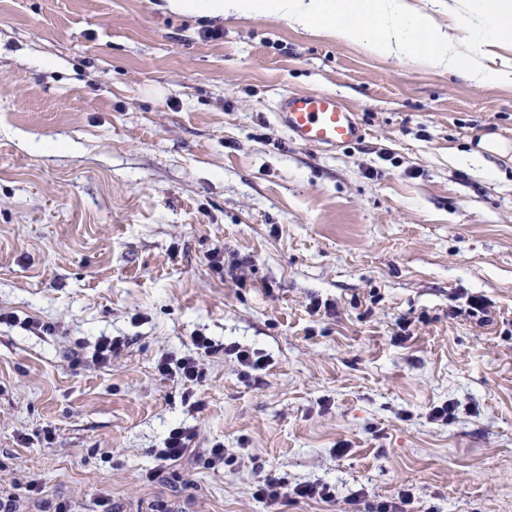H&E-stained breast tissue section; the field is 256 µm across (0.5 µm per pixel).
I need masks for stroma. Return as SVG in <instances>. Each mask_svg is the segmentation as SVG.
Returning <instances> with one entry per match:
<instances>
[{
    "label": "stroma",
    "instance_id": "1",
    "mask_svg": "<svg viewBox=\"0 0 512 512\" xmlns=\"http://www.w3.org/2000/svg\"><path fill=\"white\" fill-rule=\"evenodd\" d=\"M302 92L336 95L362 139L291 141L275 112ZM487 134L512 144L511 79L388 64L265 16L0 0V312L57 327L0 324V501L266 512L271 475L336 487L284 512L402 485L414 512H512V151L470 164ZM217 246L245 284L210 268ZM474 295L487 324L450 317ZM314 298L335 315L311 316ZM403 315L420 324L398 344ZM199 335L267 366L210 359L191 413L156 365ZM103 336L126 340L107 366ZM179 423L197 446L158 465ZM0 323H7L9 325H20L21 328L27 331L36 332L45 335H54L56 327L49 322H41L34 319H23L22 321L14 314H0Z\"/></svg>",
    "mask_w": 512,
    "mask_h": 512
}]
</instances>
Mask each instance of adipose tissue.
I'll list each match as a JSON object with an SVG mask.
<instances>
[{
  "mask_svg": "<svg viewBox=\"0 0 512 512\" xmlns=\"http://www.w3.org/2000/svg\"><path fill=\"white\" fill-rule=\"evenodd\" d=\"M175 12L266 15L364 47L386 62L432 66L486 86L512 75V0H449L448 17L414 0H166Z\"/></svg>",
  "mask_w": 512,
  "mask_h": 512,
  "instance_id": "obj_1",
  "label": "adipose tissue"
}]
</instances>
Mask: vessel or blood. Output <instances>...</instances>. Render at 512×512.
Instances as JSON below:
<instances>
[{"label": "vessel or blood", "mask_w": 512, "mask_h": 512, "mask_svg": "<svg viewBox=\"0 0 512 512\" xmlns=\"http://www.w3.org/2000/svg\"><path fill=\"white\" fill-rule=\"evenodd\" d=\"M276 116L294 142L310 147L333 149L361 137L353 114L327 93L283 96Z\"/></svg>", "instance_id": "obj_1"}]
</instances>
